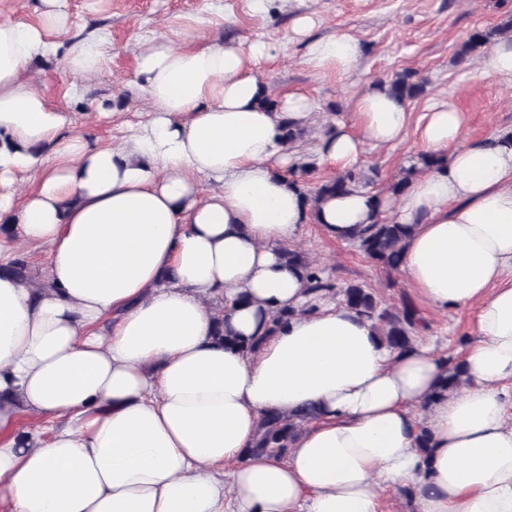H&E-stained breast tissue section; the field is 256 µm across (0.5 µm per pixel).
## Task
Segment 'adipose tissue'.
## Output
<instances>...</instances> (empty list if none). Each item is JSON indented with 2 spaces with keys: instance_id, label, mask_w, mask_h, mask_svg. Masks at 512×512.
I'll return each mask as SVG.
<instances>
[{
  "instance_id": "obj_1",
  "label": "adipose tissue",
  "mask_w": 512,
  "mask_h": 512,
  "mask_svg": "<svg viewBox=\"0 0 512 512\" xmlns=\"http://www.w3.org/2000/svg\"><path fill=\"white\" fill-rule=\"evenodd\" d=\"M64 2L41 0L38 24L0 17V512H383L384 490L411 512H512V133L466 137L456 107L433 106L420 140L441 160L395 206L408 287L441 313L478 307L445 391V356L393 351L283 259L311 222L351 240L376 201L353 191L315 211L283 175L285 124L310 114L302 95L263 105L272 45L145 39L146 118L101 143L65 134L27 75ZM311 28L293 25L305 65L352 72L361 43ZM64 60L106 68L95 40ZM410 124L373 89L317 150L350 168ZM38 248L35 288L11 266ZM221 312L244 347L217 339ZM25 414L49 435L17 431ZM271 415L304 419L283 458L254 450Z\"/></svg>"
}]
</instances>
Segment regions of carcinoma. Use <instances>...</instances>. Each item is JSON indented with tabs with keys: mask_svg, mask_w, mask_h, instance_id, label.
<instances>
[{
	"mask_svg": "<svg viewBox=\"0 0 512 512\" xmlns=\"http://www.w3.org/2000/svg\"><path fill=\"white\" fill-rule=\"evenodd\" d=\"M512 31V19L502 26L491 30H474L457 52L458 60L462 61L479 51L492 40L505 32ZM380 88L401 101L419 96L423 84L413 80L410 73H397L380 82ZM437 159L427 153L418 157L417 163L404 170V175L389 187L393 196L401 195L411 178L419 169H429ZM372 179L361 172L348 169L337 176L324 180L312 189H304L310 202L314 205L328 198L343 195L353 190H361L368 186ZM382 212L367 229L355 237L359 248L371 259L380 264L397 270L401 264L402 241L406 235V227L394 221L381 218ZM283 257L290 263L302 267L307 272L308 290L317 295H339L342 303L358 314L374 321L382 340L392 349L404 351L413 346L412 333L417 323V314L413 307L404 305L397 312H377V303L372 293L355 284H337L325 275L324 270L310 261L303 253L286 249ZM301 422L294 418L270 416L262 423V434L258 441V451L283 457L288 452V443L294 437Z\"/></svg>",
	"mask_w": 512,
	"mask_h": 512,
	"instance_id": "carcinoma-1",
	"label": "carcinoma"
}]
</instances>
